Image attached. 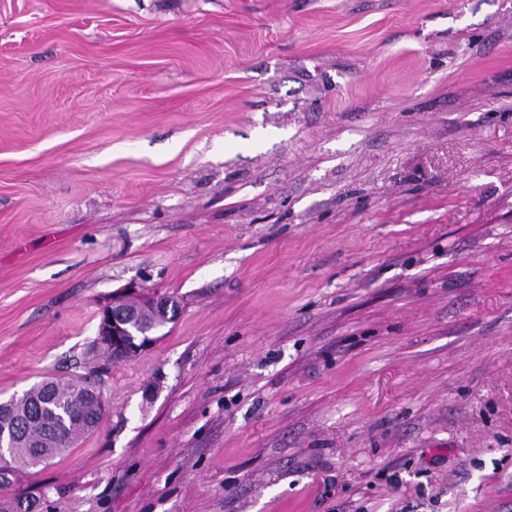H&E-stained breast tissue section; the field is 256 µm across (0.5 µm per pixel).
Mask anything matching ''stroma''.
Wrapping results in <instances>:
<instances>
[{
    "label": "stroma",
    "instance_id": "1",
    "mask_svg": "<svg viewBox=\"0 0 512 512\" xmlns=\"http://www.w3.org/2000/svg\"><path fill=\"white\" fill-rule=\"evenodd\" d=\"M92 367L0 496L512 512V0H0V398ZM170 296V293L143 295L139 287L132 284L120 296L104 302L99 308L100 320L97 335L100 342L102 341L105 345H111L112 351L117 349V352H122L126 346L122 336H124V340L128 342V345L137 348H140L143 343L155 342L158 339L157 333L169 323H173L179 314L180 301L177 298L173 299L175 296L173 295L171 302ZM130 298H136L138 306L152 308L161 315L169 316V318L158 321L150 313H144L139 320L132 324L133 335L129 336L128 324L136 314V310L122 305L126 304V300Z\"/></svg>",
    "mask_w": 512,
    "mask_h": 512
}]
</instances>
